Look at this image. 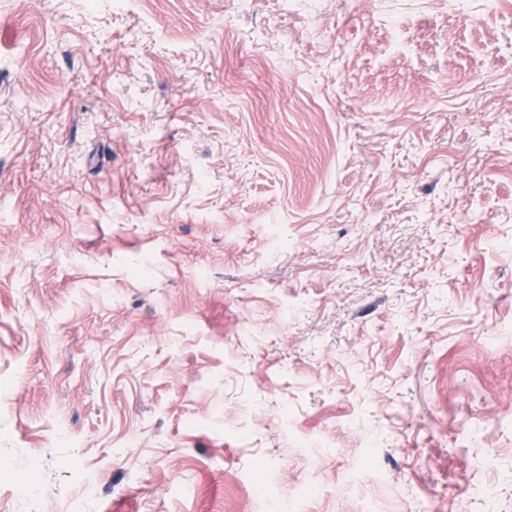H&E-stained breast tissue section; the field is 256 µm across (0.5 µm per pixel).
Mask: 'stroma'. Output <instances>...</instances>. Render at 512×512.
<instances>
[{
  "instance_id": "stroma-1",
  "label": "stroma",
  "mask_w": 512,
  "mask_h": 512,
  "mask_svg": "<svg viewBox=\"0 0 512 512\" xmlns=\"http://www.w3.org/2000/svg\"><path fill=\"white\" fill-rule=\"evenodd\" d=\"M1 385L0 512H512V0H0Z\"/></svg>"
}]
</instances>
